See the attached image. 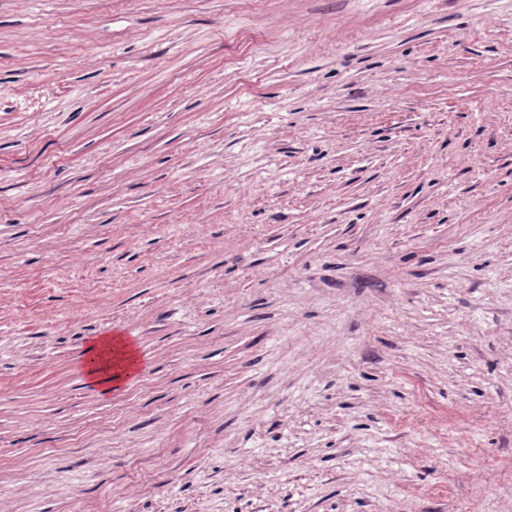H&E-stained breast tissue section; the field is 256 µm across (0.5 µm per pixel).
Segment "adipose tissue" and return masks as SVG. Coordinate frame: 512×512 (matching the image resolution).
<instances>
[{
  "label": "adipose tissue",
  "mask_w": 512,
  "mask_h": 512,
  "mask_svg": "<svg viewBox=\"0 0 512 512\" xmlns=\"http://www.w3.org/2000/svg\"><path fill=\"white\" fill-rule=\"evenodd\" d=\"M85 367L89 382L107 391L113 379L133 375L139 367V359L132 345L123 339L103 336L89 345Z\"/></svg>",
  "instance_id": "adipose-tissue-1"
}]
</instances>
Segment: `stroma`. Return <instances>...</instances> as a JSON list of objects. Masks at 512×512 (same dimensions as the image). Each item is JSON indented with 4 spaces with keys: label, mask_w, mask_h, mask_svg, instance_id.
I'll use <instances>...</instances> for the list:
<instances>
[{
    "label": "stroma",
    "mask_w": 512,
    "mask_h": 512,
    "mask_svg": "<svg viewBox=\"0 0 512 512\" xmlns=\"http://www.w3.org/2000/svg\"><path fill=\"white\" fill-rule=\"evenodd\" d=\"M0 512H512V0H0ZM85 367L89 382L107 392L112 388L113 379L131 376L137 371L139 359L132 345L123 339L102 336L89 345Z\"/></svg>",
    "instance_id": "35a3bbf8"
}]
</instances>
